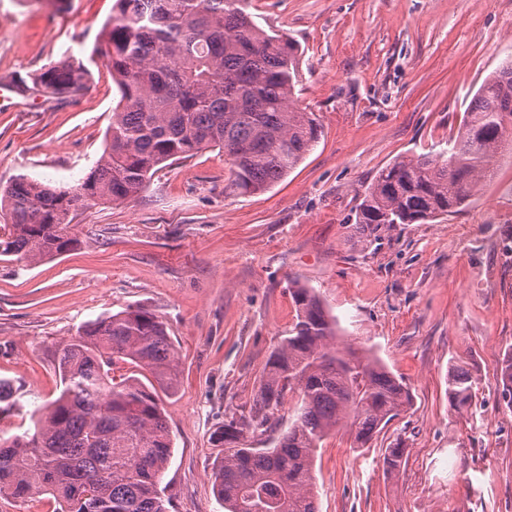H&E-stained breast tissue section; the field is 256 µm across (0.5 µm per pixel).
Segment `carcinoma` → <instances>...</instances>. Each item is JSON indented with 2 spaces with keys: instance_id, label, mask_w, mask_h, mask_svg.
Here are the masks:
<instances>
[{
  "instance_id": "carcinoma-1",
  "label": "carcinoma",
  "mask_w": 512,
  "mask_h": 512,
  "mask_svg": "<svg viewBox=\"0 0 512 512\" xmlns=\"http://www.w3.org/2000/svg\"><path fill=\"white\" fill-rule=\"evenodd\" d=\"M248 0H115L95 54L119 91L103 152L70 188L24 175L0 191V258L35 265L78 244L75 213L96 201L138 195L170 160L211 147L229 158L234 186L265 191L314 149L320 127L294 103L298 44L269 34L247 12ZM89 71L69 58L17 84L20 93L62 98L79 92ZM512 137V61L479 87L448 156L420 155L383 167L364 189L355 223L369 235L457 212L494 174ZM296 318L267 359L249 417L213 437L219 448L213 491L226 512H319L312 492L317 448L346 428L362 448L410 404L411 396L375 356L336 344V320L295 282ZM128 374L117 379L118 365ZM63 389L31 429L0 431V497L48 494L54 512H167L159 483L171 438L158 390L177 384L179 361L167 328L145 307H129L86 325L61 345ZM498 392L512 410V352L499 361ZM478 378L459 365L448 397L474 405ZM298 391L295 420L272 448L241 442L264 433L286 394ZM16 405L0 379V416ZM404 448L385 449L383 468L400 472Z\"/></svg>"
}]
</instances>
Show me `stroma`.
<instances>
[{
	"mask_svg": "<svg viewBox=\"0 0 512 512\" xmlns=\"http://www.w3.org/2000/svg\"><path fill=\"white\" fill-rule=\"evenodd\" d=\"M114 0H0V80L76 57L79 94L0 104V189L20 175L70 187L99 159L119 92L95 57ZM255 23L300 48L296 103L321 136L260 193L231 185L222 151L158 170L134 199L78 211L81 244L28 266L0 261V379L21 433L60 392L56 352L89 322L131 306L165 323L179 357L163 393L172 449L168 512H225L213 493V432L247 416L300 282L369 349L411 403L367 447L328 437L313 467L319 512H512V411L496 368L512 351V143L491 181L453 215L366 237L364 188L400 158L445 152L484 79L512 58V0H249ZM480 379L477 414L448 399V368ZM403 441L405 464L382 467Z\"/></svg>",
	"mask_w": 512,
	"mask_h": 512,
	"instance_id": "stroma-1",
	"label": "stroma"
}]
</instances>
